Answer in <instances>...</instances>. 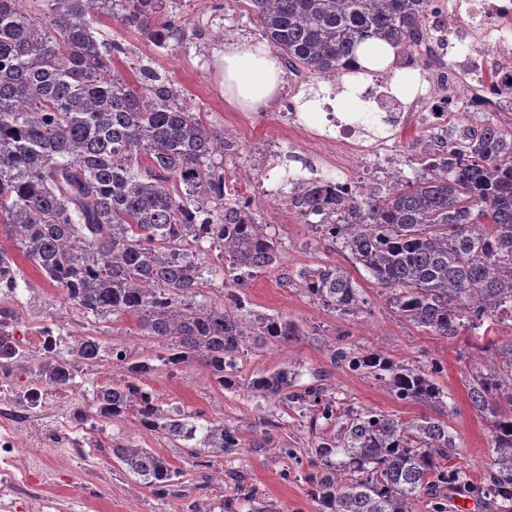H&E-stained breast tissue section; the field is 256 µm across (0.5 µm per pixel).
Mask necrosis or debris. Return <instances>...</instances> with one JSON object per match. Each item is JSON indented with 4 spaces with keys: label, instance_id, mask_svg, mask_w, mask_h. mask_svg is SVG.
Returning a JSON list of instances; mask_svg holds the SVG:
<instances>
[{
    "label": "necrosis or debris",
    "instance_id": "obj_1",
    "mask_svg": "<svg viewBox=\"0 0 512 512\" xmlns=\"http://www.w3.org/2000/svg\"><path fill=\"white\" fill-rule=\"evenodd\" d=\"M425 25L442 39L428 54L430 66L418 68L412 102L384 94L381 111L345 113L331 132L313 128L310 113L280 110L290 128L321 144L316 160L333 185L348 186L357 172L367 186L386 187L385 170L396 165L407 125L423 127L438 145L479 131L486 112L512 110V0H433ZM461 112L466 121H457ZM60 329L39 320L14 337L13 308L0 303V335L12 338L25 362L45 356ZM50 443L64 451L47 460ZM97 445L75 392L34 377L23 384L13 369L0 368V512H69L70 501L89 496L99 476L89 464ZM58 483L64 494L52 492Z\"/></svg>",
    "mask_w": 512,
    "mask_h": 512
}]
</instances>
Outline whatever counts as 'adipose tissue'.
<instances>
[{
    "label": "adipose tissue",
    "instance_id": "obj_1",
    "mask_svg": "<svg viewBox=\"0 0 512 512\" xmlns=\"http://www.w3.org/2000/svg\"><path fill=\"white\" fill-rule=\"evenodd\" d=\"M360 71L345 76L336 95V108L341 112L363 111L367 101L361 97L367 88L368 73L391 70L395 73L391 89L395 95L414 97L417 82L414 73L395 68L396 50L389 43L370 39L354 53ZM224 99L242 112L266 111L283 88L284 70L278 55L268 46L244 41L224 45L222 56Z\"/></svg>",
    "mask_w": 512,
    "mask_h": 512
}]
</instances>
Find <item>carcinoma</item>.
Segmentation results:
<instances>
[{"instance_id":"carcinoma-1","label":"carcinoma","mask_w":512,"mask_h":512,"mask_svg":"<svg viewBox=\"0 0 512 512\" xmlns=\"http://www.w3.org/2000/svg\"><path fill=\"white\" fill-rule=\"evenodd\" d=\"M248 2L261 39L290 68L321 78L347 73L355 49L370 38L393 44L399 57L418 52L431 5ZM102 15L158 48L184 32V18L164 0H0V228L65 302L98 320L133 315L163 349L153 365L112 345L123 376L96 389L92 418L133 413L144 428L192 442L187 454L208 465L206 458L239 447L236 431L220 420L199 428L169 413L143 384L161 368L197 363L223 389L302 401L336 427L319 436L318 465L307 475L317 512H408L420 496L467 484L449 465L457 445L440 414L402 420L349 412L322 387L288 393L286 367L244 382L226 370L225 359L249 339L288 346L305 335L292 320L249 309L242 292L258 271L279 266V242L249 205L224 195V167L213 164L224 136L204 124L184 90L151 68L140 69L133 84L115 70L127 48L98 36L93 22ZM287 204L312 233L350 251L401 319L446 339L465 332L480 342L486 361L467 371L466 386L490 426L491 448L474 488L496 512H512V342L504 347L490 336L512 327V131L489 121L420 174L394 177L384 195L301 179ZM211 251L224 279L218 302L200 292ZM0 272L6 288L24 280L3 248ZM298 277L310 298L342 316L366 304L339 265ZM96 350L83 336L67 353L43 357L38 377L71 386L70 367L94 360ZM331 360L372 377L400 402L447 408L437 362L414 365L344 346L331 349ZM111 453L157 494H169L177 471L166 458L130 443Z\"/></svg>"}]
</instances>
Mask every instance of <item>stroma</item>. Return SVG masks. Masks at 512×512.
Segmentation results:
<instances>
[{"instance_id": "1", "label": "stroma", "mask_w": 512, "mask_h": 512, "mask_svg": "<svg viewBox=\"0 0 512 512\" xmlns=\"http://www.w3.org/2000/svg\"><path fill=\"white\" fill-rule=\"evenodd\" d=\"M167 3L189 20L182 39L170 48L155 47L141 34L120 27L112 17L103 16L96 22V29L103 34L126 42L129 53L118 62V70L130 79L138 66H151L185 89L205 123L234 134L239 159L228 166L219 156L214 162L223 165L227 180L239 190H253L257 181L275 177L286 168L309 176L313 157L307 151L289 153L286 125L272 115L237 111L224 100L218 53L225 40L254 43L259 38L247 4L234 7L230 0ZM254 208L268 233L279 242L281 261L277 269L254 274L245 290L246 298L257 312L297 322L304 335L298 343L286 347L246 344L227 359L235 375L245 380L285 366L295 372L294 392L319 384L339 407L371 409L409 420L426 413V406L401 403L373 378L335 366L330 345L342 344L360 353L378 352L413 364L439 361L444 371L436 382L446 395L448 425L458 447L452 464L468 482H478L490 452L491 433L484 418L473 410L464 382L467 369L483 360L480 352L470 349L468 335L445 339L406 323L392 312L380 295L379 285L340 244L320 239L306 224L276 207L258 202ZM320 265L347 269L367 301L358 317L339 316L307 295L298 273ZM19 266L27 282L13 301L19 310V329L29 327L24 306L33 300L45 317L65 316L62 333L68 340L89 335L109 338L124 343L142 360L160 353L157 340L143 335L134 318L95 320L62 304L59 290L29 262L20 261ZM144 383L162 408L182 414L192 424L202 426L211 419L223 420L225 427L238 430L240 447L212 458L209 466L202 467L177 442L140 426L134 415L98 422L96 435L102 442L98 454L106 458L111 477L98 483L88 498L74 502L72 512H179L185 497L216 507L233 495L231 476L235 473L246 476L254 493L251 502L238 504L237 512H317L306 476L314 470L318 433L327 424L313 421L306 404L266 402L240 390L222 389L195 364L174 373L156 371L146 376ZM127 442L157 452L179 470L176 493L157 495L142 479L110 459L111 446ZM287 448L292 449V456H284ZM440 505L445 512H491L472 494L451 488L436 499L419 497L410 502L408 510L436 512Z\"/></svg>"}]
</instances>
